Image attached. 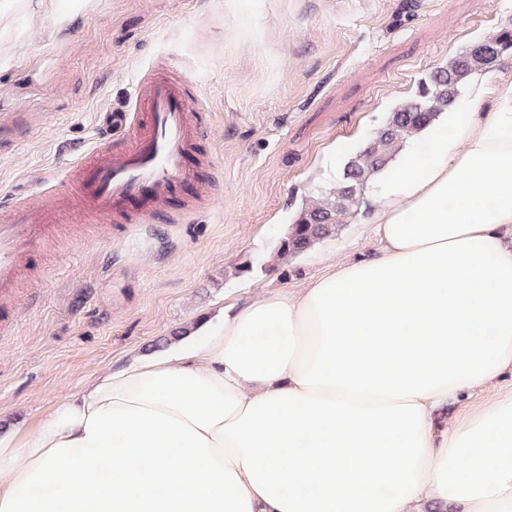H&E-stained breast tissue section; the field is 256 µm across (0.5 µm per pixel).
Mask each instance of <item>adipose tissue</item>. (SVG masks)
I'll return each instance as SVG.
<instances>
[{
  "mask_svg": "<svg viewBox=\"0 0 512 512\" xmlns=\"http://www.w3.org/2000/svg\"><path fill=\"white\" fill-rule=\"evenodd\" d=\"M472 99L371 183L378 250L0 434V512H512V80Z\"/></svg>",
  "mask_w": 512,
  "mask_h": 512,
  "instance_id": "obj_1",
  "label": "adipose tissue"
}]
</instances>
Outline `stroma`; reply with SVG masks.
Here are the masks:
<instances>
[{"mask_svg": "<svg viewBox=\"0 0 512 512\" xmlns=\"http://www.w3.org/2000/svg\"><path fill=\"white\" fill-rule=\"evenodd\" d=\"M512 25V0H0V201L72 197L98 117L134 108L173 68L210 121L191 160L210 185L186 214L126 234L72 214L43 243L0 333V421L32 428L98 371L226 305L297 287L374 245L366 196L281 270L277 238L306 198L472 42ZM260 271L235 275L243 261Z\"/></svg>", "mask_w": 512, "mask_h": 512, "instance_id": "35a3bbf8", "label": "stroma"}]
</instances>
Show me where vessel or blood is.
Returning <instances> with one entry per match:
<instances>
[{"mask_svg":"<svg viewBox=\"0 0 512 512\" xmlns=\"http://www.w3.org/2000/svg\"><path fill=\"white\" fill-rule=\"evenodd\" d=\"M136 101V113H104L101 143L72 172L81 208L106 224H133L165 210L199 180L188 155L208 115L193 111L190 86L156 72L138 84ZM124 126L134 133L128 147L112 141V129ZM63 217V209L26 201L0 212L1 299L13 296L23 263L35 257L46 230Z\"/></svg>","mask_w":512,"mask_h":512,"instance_id":"obj_1","label":"vessel or blood"}]
</instances>
